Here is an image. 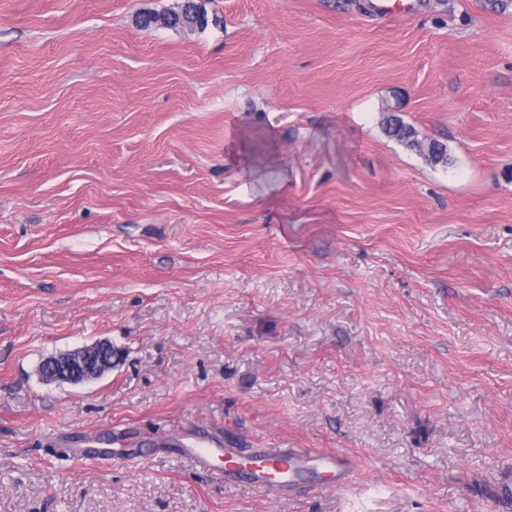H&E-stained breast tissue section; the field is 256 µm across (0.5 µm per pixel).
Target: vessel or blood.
Returning a JSON list of instances; mask_svg holds the SVG:
<instances>
[{
  "mask_svg": "<svg viewBox=\"0 0 512 512\" xmlns=\"http://www.w3.org/2000/svg\"><path fill=\"white\" fill-rule=\"evenodd\" d=\"M224 483L245 486L265 497L281 499L307 472L320 475L322 487L339 489L349 484L351 468L341 454H310L296 448L223 449Z\"/></svg>",
  "mask_w": 512,
  "mask_h": 512,
  "instance_id": "b4317fda",
  "label": "vessel or blood"
}]
</instances>
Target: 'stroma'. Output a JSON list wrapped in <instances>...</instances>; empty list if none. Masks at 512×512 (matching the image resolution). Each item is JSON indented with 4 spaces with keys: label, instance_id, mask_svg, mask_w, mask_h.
<instances>
[{
    "label": "stroma",
    "instance_id": "1",
    "mask_svg": "<svg viewBox=\"0 0 512 512\" xmlns=\"http://www.w3.org/2000/svg\"><path fill=\"white\" fill-rule=\"evenodd\" d=\"M202 2L0 0V512H512V0ZM224 446L355 469L272 501ZM194 14L196 16V24L192 28L195 30H204L208 24V14L202 3H198L195 0H185L179 6L178 10L171 11L164 14L148 13L143 14L139 17L138 23L143 27H151L156 25L157 19H164L167 21L166 27L170 28H181L184 29L183 21L187 15ZM381 127L385 134L407 146L411 150L419 152L431 164L448 165V150L444 144L437 141L420 138L419 132L406 124L398 115L386 111L383 113ZM118 359L119 354L113 352L112 344L98 342L91 346L75 349L66 357H48L39 372L46 382L65 377L76 379L91 374V362L96 363L98 367L112 369Z\"/></svg>",
    "mask_w": 512,
    "mask_h": 512
}]
</instances>
